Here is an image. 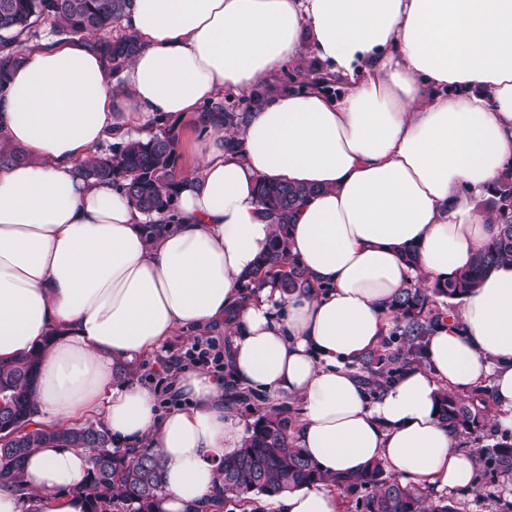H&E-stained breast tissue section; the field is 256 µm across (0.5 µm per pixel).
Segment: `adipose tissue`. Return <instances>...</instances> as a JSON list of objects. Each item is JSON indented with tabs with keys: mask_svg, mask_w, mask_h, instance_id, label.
<instances>
[{
	"mask_svg": "<svg viewBox=\"0 0 512 512\" xmlns=\"http://www.w3.org/2000/svg\"><path fill=\"white\" fill-rule=\"evenodd\" d=\"M139 52L112 75L89 39L18 38L0 142V361L43 347L34 426L92 417L115 445L161 457V512H212L225 453L246 426L222 382L188 371L176 407L117 370L185 332L233 336L230 370L267 403L298 398L297 445L327 477L379 461L402 484L472 493L476 461L439 417L441 392L488 387L512 431V262L494 269L425 340L421 363L370 390L354 364L379 346L389 302L465 271L496 226L480 203L512 161V0H130ZM310 49L344 86L265 100L232 132L185 135L176 209L139 210L79 173L98 146L163 119H195ZM314 187L290 232L312 291L244 296L275 227L259 181ZM166 225L151 237L147 224ZM416 249L417 263L404 260ZM85 448L24 461L42 512H85ZM277 512H339L324 484L271 497Z\"/></svg>",
	"mask_w": 512,
	"mask_h": 512,
	"instance_id": "adipose-tissue-1",
	"label": "adipose tissue"
}]
</instances>
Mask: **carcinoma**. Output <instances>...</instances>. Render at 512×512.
<instances>
[{
  "label": "carcinoma",
  "instance_id": "cac0c4a2",
  "mask_svg": "<svg viewBox=\"0 0 512 512\" xmlns=\"http://www.w3.org/2000/svg\"><path fill=\"white\" fill-rule=\"evenodd\" d=\"M128 0H0V94L9 89L11 65L16 59L5 50L14 33L33 31L47 21L52 32L67 38L90 37L112 74H118L141 48L137 35L126 32L107 36L120 23ZM240 113L224 110L220 102L203 107L196 128L233 127ZM173 129L164 128L147 140L112 145L109 155L80 165L87 178L107 181L123 189L141 210L150 213L171 210L175 202L178 156ZM314 189L299 184L259 183L257 200L263 213L275 224L270 251L254 271L246 275L244 288L253 294L268 282H276L286 293L312 284L289 249L288 230L300 205ZM495 234L474 254L471 267L437 281L428 288L411 286L395 297L390 335L401 336L407 347L394 353L375 349L359 361L369 376L367 383L381 386L405 366L421 359L423 340L444 316L439 299L448 303L477 288L498 263L512 261V164L508 166L488 199ZM41 351L10 362H0V432L12 436L0 443V483L22 492L21 464L34 449L45 443L89 448L86 475L78 491L88 503L87 512H159L164 495L163 465L148 444L124 450L113 447L111 435L99 422L62 429L33 428V393ZM491 407L484 397L442 393L439 416L458 434H472L489 421ZM253 422L240 448L224 455L220 465L218 503L234 502L240 512H265L262 502L275 493L315 482L335 488L348 503L344 512H459L446 498L433 499L420 488L410 489L384 474L382 464L369 465L360 474L337 481L329 479L290 436L294 420L277 406L251 409ZM479 458L509 473L512 442L503 440L477 451Z\"/></svg>",
  "mask_w": 512,
  "mask_h": 512
}]
</instances>
